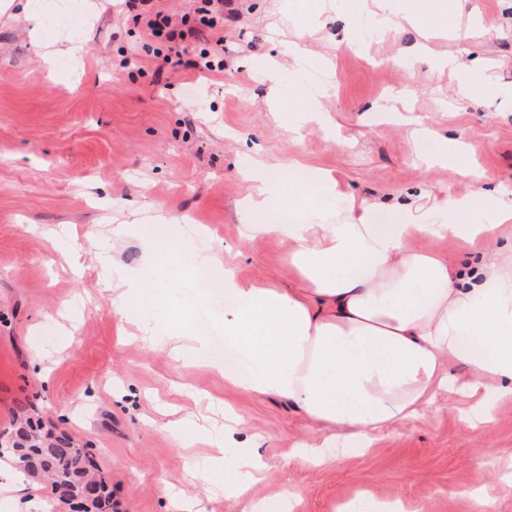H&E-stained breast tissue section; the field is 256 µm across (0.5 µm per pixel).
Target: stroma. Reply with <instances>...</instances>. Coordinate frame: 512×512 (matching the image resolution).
I'll return each instance as SVG.
<instances>
[{"mask_svg":"<svg viewBox=\"0 0 512 512\" xmlns=\"http://www.w3.org/2000/svg\"><path fill=\"white\" fill-rule=\"evenodd\" d=\"M449 33L400 20L362 45L344 29L335 0H232L224 16V69L159 68L141 54L149 35L122 0H29L0 8V435L19 418L87 449L120 512H239L219 486L223 471L203 459L224 445V406L245 427L239 442L265 437L266 480L252 501L278 496L281 476L302 490L300 512H332L355 490L403 500L424 512H512L490 470L475 458L493 450L512 462V399L473 432L440 394L426 418L372 436L363 453L341 451L323 465L288 460L313 438L302 412L278 398L237 394L202 353L175 355L194 319L158 321L159 340L127 336L102 288L113 272L158 285L156 296L200 273L223 279L170 250L187 225L229 246L241 275L288 285L283 246L245 239L236 206L247 191L240 166L253 157L297 160L330 171L356 201L429 206L431 191L465 196L468 177L426 170L415 131L427 123L464 143L485 190L512 198V0H433ZM470 28L455 42L451 31ZM76 44L77 56L46 66L47 51ZM457 55L463 65L433 70ZM402 57L405 68L393 67ZM483 67L471 100L454 88L466 61ZM311 61L333 85L274 96V84ZM301 122L292 135L278 121ZM158 219L152 241H114L112 228Z\"/></svg>","mask_w":512,"mask_h":512,"instance_id":"obj_1","label":"stroma"}]
</instances>
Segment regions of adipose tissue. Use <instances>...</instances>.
<instances>
[{
  "label": "adipose tissue",
  "mask_w": 512,
  "mask_h": 512,
  "mask_svg": "<svg viewBox=\"0 0 512 512\" xmlns=\"http://www.w3.org/2000/svg\"><path fill=\"white\" fill-rule=\"evenodd\" d=\"M433 164L471 176L475 191L433 195L428 208L370 203L354 208L330 173L250 161L251 190L239 217L249 239L287 247L288 285L241 278L232 255L215 248L204 265L224 267V345L246 372L225 371L231 388L294 404L319 436L289 457L318 466L342 436L367 446L373 431L433 411L438 391L464 404L473 431L494 421L512 396V247L450 266L437 244L494 240L512 221V200L488 196L484 172L460 147L427 134ZM335 208V220L324 217ZM449 214L451 222L434 217ZM224 492L249 501L266 477L257 446L224 451Z\"/></svg>",
  "instance_id": "ef3b65f1"
}]
</instances>
